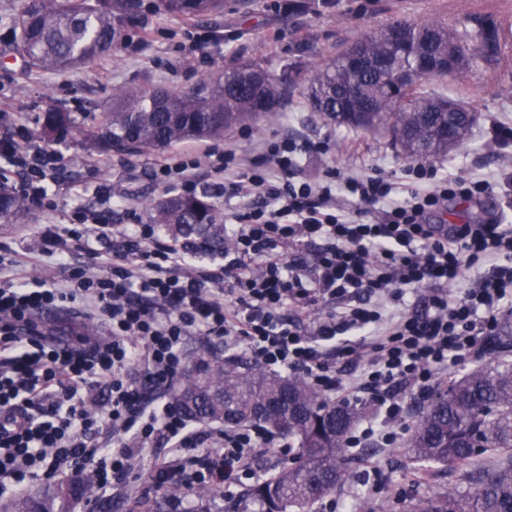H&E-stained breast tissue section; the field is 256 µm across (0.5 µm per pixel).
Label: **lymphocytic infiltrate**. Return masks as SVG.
Instances as JSON below:
<instances>
[{
    "instance_id": "lymphocytic-infiltrate-1",
    "label": "lymphocytic infiltrate",
    "mask_w": 512,
    "mask_h": 512,
    "mask_svg": "<svg viewBox=\"0 0 512 512\" xmlns=\"http://www.w3.org/2000/svg\"><path fill=\"white\" fill-rule=\"evenodd\" d=\"M0 175L17 174L18 192L57 210L68 164L36 144L8 112L0 125ZM487 140L503 159L495 171L440 174L421 162L401 180L378 169L329 167L305 176L307 160L335 155L332 138H273L243 160L231 145L204 156L176 154L150 169L152 179L185 192L199 170L240 205L224 216L222 264L191 262L190 248L159 238L142 223L122 182L97 183L71 223L43 236L45 253L65 241H108L95 272L71 269L67 285L0 275V498L39 482L86 472L100 493L179 486L238 496L257 479L252 463L269 440L247 427L191 430L165 394L186 372L185 341L245 348L276 373L302 375L310 387L343 402L362 399L383 411L380 425L354 430L396 447L405 432L404 396L428 393L449 367L470 361L481 337L512 308V225L504 218L442 230L432 216L448 201L493 194L512 202V122L490 121ZM124 213L112 231L106 210ZM305 248L313 262L289 260ZM488 274L464 283L466 268ZM426 290L425 310L410 313L407 295ZM84 304L106 326V341L76 336L53 347L37 317ZM164 445L167 458L143 470V450Z\"/></svg>"
}]
</instances>
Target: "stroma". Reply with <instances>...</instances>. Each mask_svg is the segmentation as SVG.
Instances as JSON below:
<instances>
[{
	"label": "stroma",
	"mask_w": 512,
	"mask_h": 512,
	"mask_svg": "<svg viewBox=\"0 0 512 512\" xmlns=\"http://www.w3.org/2000/svg\"><path fill=\"white\" fill-rule=\"evenodd\" d=\"M280 0H226L224 15L211 21L190 22L162 11L159 0H140L144 24L133 30V37H144L152 44L148 55L130 53L119 48L88 66L60 73H24L13 54V19L24 0H0V111L20 112L28 128L47 105L54 104L77 116L101 115L110 111L116 88L151 89L168 87L186 90L201 77L215 76L234 62L257 61L269 71L282 73L285 64L307 69L334 57L356 38L384 28L393 20L438 18L448 24L474 27L494 19L512 24V0H339L337 6L316 9V0H301V9L288 12L279 7ZM278 31L283 39L277 50H269L266 38ZM206 37L203 54L183 56L180 47L188 35ZM459 98L478 115L467 143L437 160L442 172L466 168L475 173L498 168L496 147L486 141L483 132L490 120H512V37L501 38L498 49L477 67L466 71L456 85ZM286 116L274 122L261 121L250 127L227 130L242 153L252 154L256 145L274 135L294 139L320 140L332 135L341 154L338 159L311 158L306 172L315 175L331 163L354 170L378 168L393 177H401L407 161L388 140L379 134L350 130L323 120L313 112L302 91H295L285 104ZM202 141L175 144V151L203 153ZM71 165L68 184L58 192V208L48 211L31 207L30 219L23 224H0V256L15 260V275L31 279L59 281L69 267L89 264V256L72 251L68 267H60L56 257L43 254V236L52 225L69 220L73 207L90 196L83 186L84 170L89 164L99 168L101 181L114 177L113 156L89 151L80 134L57 142ZM170 150V151H173ZM161 150L137 155V169L124 175L133 203L170 196L171 188L152 182L150 163L168 157ZM55 334L69 337L81 333L104 339V324L87 317L81 303L69 311L57 312L50 324ZM350 466L354 480L336 492L348 512H402L404 502L429 497L450 487L447 473L419 478L407 466L404 447L378 448L366 444L350 449ZM375 466L387 487L379 497L368 495L362 480L367 466ZM157 499L137 492L101 495L72 505V512H153Z\"/></svg>",
	"instance_id": "35a3bbf8"
}]
</instances>
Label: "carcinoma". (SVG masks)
<instances>
[{"mask_svg":"<svg viewBox=\"0 0 512 512\" xmlns=\"http://www.w3.org/2000/svg\"><path fill=\"white\" fill-rule=\"evenodd\" d=\"M174 16L197 18L224 12V0H160ZM139 21L137 0H28L14 19L13 50L28 68L58 73L116 50L122 28ZM500 26L489 21L468 29L446 22L395 20L379 33L362 36L334 60L306 70L304 85L314 111L325 120L382 134L409 160L430 162L463 146L476 114L455 95L431 87L460 79L494 50ZM455 50L460 68L441 71L395 89L378 60L392 72H409L421 56ZM356 51L366 69L349 70ZM258 62L238 63L218 79L203 77L187 91L119 89L112 111L99 122L79 125L55 105L38 117V135L55 142L77 130L93 151H156L187 140H218L232 127L277 120L293 81ZM152 223L215 255L224 253V225L206 194H177L150 201ZM25 199L0 190V219L18 222ZM489 361L434 390L412 416L405 447L416 462L461 469L459 485L411 503L408 512H512V318L484 339ZM174 403L188 422L253 427L298 440L297 461L259 480L246 498L261 512H312L315 504L353 480L347 464L348 438L362 408L323 397L300 377L285 378L247 362L200 356L187 371ZM89 485L64 483L45 494L15 501L13 512H70Z\"/></svg>","mask_w":512,"mask_h":512,"instance_id":"cac0c4a2","label":"carcinoma"}]
</instances>
